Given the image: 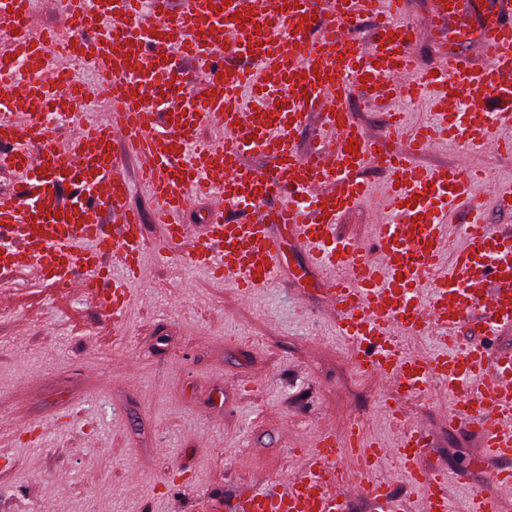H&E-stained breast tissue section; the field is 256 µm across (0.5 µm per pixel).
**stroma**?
Segmentation results:
<instances>
[{"label":"stroma","mask_w":512,"mask_h":512,"mask_svg":"<svg viewBox=\"0 0 512 512\" xmlns=\"http://www.w3.org/2000/svg\"><path fill=\"white\" fill-rule=\"evenodd\" d=\"M336 234L375 250L373 218L387 181ZM320 272L285 236L281 277L241 298L209 270L153 254L121 330L80 292L57 294L23 268L0 276V512H203L209 497L272 474L287 479L294 449L353 419L392 444L386 379L362 372L336 334ZM439 386L405 404L428 445L420 458L448 477L466 512L472 491L512 512L477 430L456 426Z\"/></svg>","instance_id":"35a3bbf8"}]
</instances>
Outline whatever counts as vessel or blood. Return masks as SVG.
<instances>
[{
    "label": "vessel or blood",
    "mask_w": 512,
    "mask_h": 512,
    "mask_svg": "<svg viewBox=\"0 0 512 512\" xmlns=\"http://www.w3.org/2000/svg\"><path fill=\"white\" fill-rule=\"evenodd\" d=\"M363 15L377 31L359 42ZM400 15L401 0H70L61 28L46 31L31 0H0V173L29 187L23 200L0 197V274L27 265L57 290L81 288L117 326L150 245L127 204L133 184L149 192L158 255L206 266L245 297L278 278L281 227L326 271L336 333L359 368L391 381L386 413L401 419L403 402L442 385L457 400L455 423L480 432L487 456L512 459V355L452 345L473 313L487 336L512 325V234L477 212L453 249L444 220L448 205L491 184L472 155L505 147L512 130V5L502 0L461 51L425 71L413 48L427 32ZM77 47L96 76L89 101L105 103L107 118L79 120L58 139L54 118L74 92L59 62ZM354 90L374 102L431 94L436 120L406 137L370 136L348 105ZM315 116L327 145L299 154L293 135ZM207 125L223 138L200 142ZM448 141L460 148L456 165L413 164ZM250 150L270 168L249 165ZM128 159L139 164L133 181ZM370 165L391 174L372 255L336 236L338 218L370 194L359 177ZM64 185L72 197L60 195ZM198 193L213 205L201 237L183 221ZM241 205L256 218L225 220V207ZM425 335L449 351H405L404 339ZM364 429L357 419L346 438L322 431L294 475L242 483L210 499L209 512H345L350 487L373 512H401L388 481L373 476L387 461L420 489L422 512H450L444 472L420 465L422 429L391 445L365 440Z\"/></svg>",
    "instance_id": "obj_1"
}]
</instances>
